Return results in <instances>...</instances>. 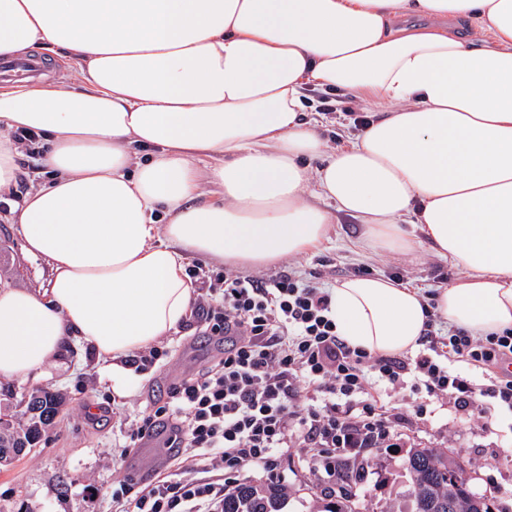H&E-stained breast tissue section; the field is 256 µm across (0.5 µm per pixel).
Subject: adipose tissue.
Returning <instances> with one entry per match:
<instances>
[{
    "instance_id": "obj_1",
    "label": "adipose tissue",
    "mask_w": 512,
    "mask_h": 512,
    "mask_svg": "<svg viewBox=\"0 0 512 512\" xmlns=\"http://www.w3.org/2000/svg\"><path fill=\"white\" fill-rule=\"evenodd\" d=\"M36 49L78 84L0 83V195L12 131L35 134L45 180L10 219L49 269L0 289V377L80 350L125 396L128 359L190 316L186 255L266 267L340 212L364 247L462 270L435 296L450 326L512 328V0H0V59ZM312 88L382 111L332 151ZM331 295L350 345L417 347L419 290L354 276Z\"/></svg>"
}]
</instances>
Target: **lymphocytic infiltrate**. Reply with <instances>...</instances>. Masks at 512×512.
<instances>
[{
	"label": "lymphocytic infiltrate",
	"mask_w": 512,
	"mask_h": 512,
	"mask_svg": "<svg viewBox=\"0 0 512 512\" xmlns=\"http://www.w3.org/2000/svg\"><path fill=\"white\" fill-rule=\"evenodd\" d=\"M195 312L203 335L224 344L214 366L173 383L166 398L124 433L136 448L160 430L174 457L194 456L218 468V478L134 479L112 489V512H223L225 495L252 472L281 481L277 468L289 450L304 454L334 497L341 466L368 449L401 448V424L425 420L435 405L480 421L494 407L512 413V374L495 369L512 359V329L473 336L441 332L428 303L413 355L379 354L350 346L332 316L331 293L320 270L295 268L243 274L227 268L202 275ZM406 394L404 411L389 399Z\"/></svg>",
	"instance_id": "obj_1"
}]
</instances>
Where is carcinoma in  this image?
<instances>
[{
    "label": "carcinoma",
    "mask_w": 512,
    "mask_h": 512,
    "mask_svg": "<svg viewBox=\"0 0 512 512\" xmlns=\"http://www.w3.org/2000/svg\"><path fill=\"white\" fill-rule=\"evenodd\" d=\"M62 405L61 396L46 390L24 396L17 413L0 416V451L37 447ZM459 466L452 455L409 449L404 459V470L411 479L408 512H494L492 501L476 493L471 484L448 478ZM287 500L288 493L277 483H243L224 497V512H284Z\"/></svg>",
    "instance_id": "cac0c4a2"
}]
</instances>
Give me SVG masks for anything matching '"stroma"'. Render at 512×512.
Here are the masks:
<instances>
[{
	"label": "stroma",
	"instance_id": "obj_1",
	"mask_svg": "<svg viewBox=\"0 0 512 512\" xmlns=\"http://www.w3.org/2000/svg\"><path fill=\"white\" fill-rule=\"evenodd\" d=\"M9 250L0 264L13 268L15 288H36L48 274L45 264L24 249L8 213L0 211ZM355 219L337 214L329 241L300 255L299 267H326L328 284L352 276L354 267L369 265L372 274L389 269L408 274L419 291L439 288L442 277L456 279L461 271L428 252L417 258L385 251H366L358 244ZM168 355L143 372L129 396L110 400L91 359L72 356L67 368L47 364L40 376L25 379L0 377V406H15L23 394L47 388L65 402L45 440L6 467H0V512H107L113 485L130 475L155 478L165 473L184 477L172 463L163 441L126 450L121 443L128 426L151 400L165 397L170 385L218 360L220 346L198 333L196 321L163 341ZM412 445L434 448L458 458L475 491L491 496L497 512H512V427L507 422L482 428L459 419L454 409L437 407L425 421L404 430ZM403 457L385 458L371 451L369 464L351 488L359 512H405L409 478ZM287 512H320L325 497L322 484L306 467L283 459Z\"/></svg>",
	"mask_w": 512,
	"mask_h": 512
}]
</instances>
